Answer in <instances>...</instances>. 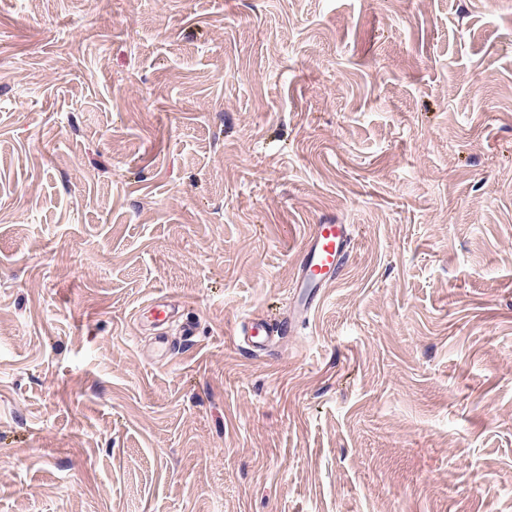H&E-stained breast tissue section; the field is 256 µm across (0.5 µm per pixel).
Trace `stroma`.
Masks as SVG:
<instances>
[{"label":"stroma","mask_w":512,"mask_h":512,"mask_svg":"<svg viewBox=\"0 0 512 512\" xmlns=\"http://www.w3.org/2000/svg\"><path fill=\"white\" fill-rule=\"evenodd\" d=\"M0 512H512V0H0ZM354 225L315 224L305 238L289 289L290 308L285 320L246 318L235 335L240 347L264 352L275 337L294 334L309 313L321 303L344 271L354 247Z\"/></svg>","instance_id":"stroma-1"}]
</instances>
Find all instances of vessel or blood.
Listing matches in <instances>:
<instances>
[{"instance_id": "b4317fda", "label": "vessel or blood", "mask_w": 512, "mask_h": 512, "mask_svg": "<svg viewBox=\"0 0 512 512\" xmlns=\"http://www.w3.org/2000/svg\"><path fill=\"white\" fill-rule=\"evenodd\" d=\"M350 224H317L305 238L289 289L290 308L283 320L246 318L235 336L239 346L263 352L275 338L294 334L309 313L321 303L325 291L344 271L354 247Z\"/></svg>"}]
</instances>
